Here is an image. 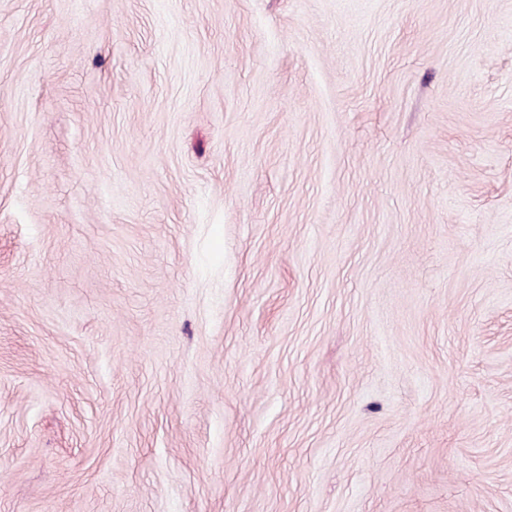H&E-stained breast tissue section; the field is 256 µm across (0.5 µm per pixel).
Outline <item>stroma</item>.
<instances>
[{
	"instance_id": "35a3bbf8",
	"label": "stroma",
	"mask_w": 512,
	"mask_h": 512,
	"mask_svg": "<svg viewBox=\"0 0 512 512\" xmlns=\"http://www.w3.org/2000/svg\"><path fill=\"white\" fill-rule=\"evenodd\" d=\"M0 512H512V0H0Z\"/></svg>"
}]
</instances>
